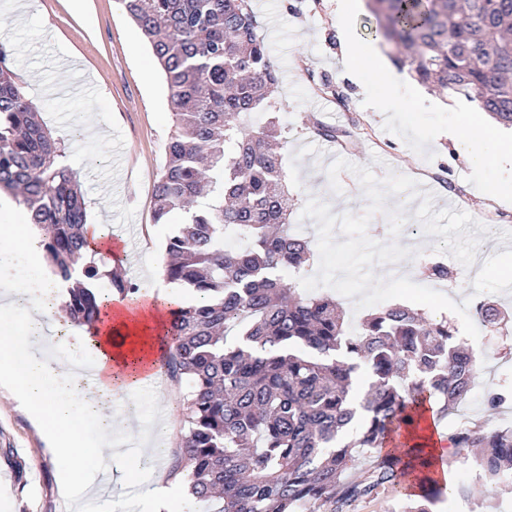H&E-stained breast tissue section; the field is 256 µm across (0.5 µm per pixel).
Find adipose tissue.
Here are the masks:
<instances>
[{
	"label": "adipose tissue",
	"instance_id": "obj_1",
	"mask_svg": "<svg viewBox=\"0 0 512 512\" xmlns=\"http://www.w3.org/2000/svg\"><path fill=\"white\" fill-rule=\"evenodd\" d=\"M356 6V0H336L335 38L342 69L351 77L370 78L380 88L379 111L396 110L400 102L394 90L401 79L378 49L357 44L351 26ZM448 137L461 146L489 199L512 196V178L503 179L489 170L494 158L512 164V134L495 129L473 109L458 113ZM39 243L40 231L34 225H0V251L29 252L43 268L32 287L0 279V325L12 332L0 341V385L9 388L44 428L62 464L58 483L80 502L95 495L90 470L118 456L109 408L119 394L133 393L149 382L162 353V311L179 302L180 295L172 288L154 290L153 279H146L140 295L110 298L95 327L72 330L67 338H60L64 322L59 308L67 298L68 284L46 269ZM65 340L94 348L100 379L86 382L73 362L59 360L56 352ZM89 417L103 420L91 437L81 430Z\"/></svg>",
	"mask_w": 512,
	"mask_h": 512
}]
</instances>
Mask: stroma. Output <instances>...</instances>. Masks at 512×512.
<instances>
[{
    "instance_id": "35a3bbf8",
    "label": "stroma",
    "mask_w": 512,
    "mask_h": 512,
    "mask_svg": "<svg viewBox=\"0 0 512 512\" xmlns=\"http://www.w3.org/2000/svg\"><path fill=\"white\" fill-rule=\"evenodd\" d=\"M336 0H253L257 33L278 71L273 94L284 136L283 168L293 197L291 223L314 231L302 216L308 198L328 202L333 213H361L367 200L355 174L342 172L341 193L326 175L336 158L370 167L377 178L395 172L419 181L432 193L434 210L467 212L484 225L506 228L497 239L481 237L482 258L512 249V198L484 197L477 177L458 146L444 132L455 112L468 106L462 95L425 87L394 112L374 107L373 83L346 76L334 35ZM0 43L14 49L13 71L36 105L42 122L66 147L64 164L77 171L89 202V223L99 228L104 247L126 258L124 279L142 287V271L152 266L162 277L164 242L170 225L155 223L154 186L173 132L168 91L161 70L140 32L117 0H0ZM348 94L340 108L333 86ZM336 128L346 147L318 138L313 122ZM406 209L407 230L391 236L385 214H375L367 234L374 241H398L416 250L412 281L425 284L423 268L436 254L437 237L410 234L418 201ZM486 301L506 309L500 325L484 328L474 347L481 351L483 375L512 387V294H486ZM132 406L134 423L163 428V450L148 461L137 450L125 461L139 465L140 485L116 484L112 499L134 500L133 512H145L144 484L153 473L169 476L172 453L180 437L184 407L169 379L122 400ZM457 484L470 497L446 493L434 512H512V487L491 498L482 493L476 470L456 456L447 459ZM59 465L44 435L9 390L0 388V512H69L57 482ZM175 496H183L180 479L170 478Z\"/></svg>"
}]
</instances>
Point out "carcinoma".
Returning a JSON list of instances; mask_svg holds the SVG:
<instances>
[{"mask_svg": "<svg viewBox=\"0 0 512 512\" xmlns=\"http://www.w3.org/2000/svg\"><path fill=\"white\" fill-rule=\"evenodd\" d=\"M151 46L174 132L155 186L168 235L165 279L192 298L171 308L162 371L186 405L170 474L205 512H357L401 488L400 512H432L441 488L425 451L396 445L464 401L481 354L448 320L404 305L351 332L336 301L304 295L280 272H301L311 243L289 224L288 185L271 109L278 82L250 0H118ZM392 61L420 84L477 103L512 127V0H366ZM0 45V188L43 232L62 279L81 267L66 314L92 326L107 276L85 257L87 201L58 162L65 146L38 119ZM236 233L242 248L225 246ZM496 325L493 304L476 310ZM455 455L490 490L512 474V427L476 422L450 434Z\"/></svg>", "mask_w": 512, "mask_h": 512, "instance_id": "cac0c4a2", "label": "carcinoma"}]
</instances>
